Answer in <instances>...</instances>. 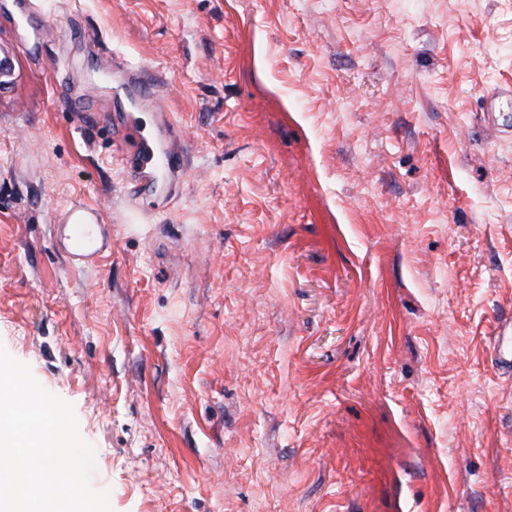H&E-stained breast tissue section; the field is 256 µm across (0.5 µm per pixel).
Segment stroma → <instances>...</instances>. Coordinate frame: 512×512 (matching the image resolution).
<instances>
[{
  "label": "stroma",
  "mask_w": 512,
  "mask_h": 512,
  "mask_svg": "<svg viewBox=\"0 0 512 512\" xmlns=\"http://www.w3.org/2000/svg\"><path fill=\"white\" fill-rule=\"evenodd\" d=\"M27 3L0 344L113 512H512V0ZM138 69L189 166L145 206L109 120ZM77 198L112 242L85 266ZM103 222L102 210L92 204L72 201L59 223L69 232L71 250L69 257L78 263L95 262L105 246L100 231Z\"/></svg>",
  "instance_id": "stroma-1"
}]
</instances>
